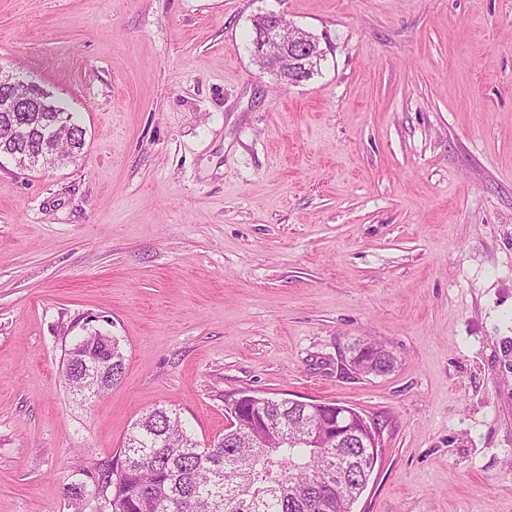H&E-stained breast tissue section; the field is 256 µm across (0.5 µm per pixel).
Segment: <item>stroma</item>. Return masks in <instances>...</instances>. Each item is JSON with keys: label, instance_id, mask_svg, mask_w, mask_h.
Returning a JSON list of instances; mask_svg holds the SVG:
<instances>
[{"label": "stroma", "instance_id": "35a3bbf8", "mask_svg": "<svg viewBox=\"0 0 512 512\" xmlns=\"http://www.w3.org/2000/svg\"><path fill=\"white\" fill-rule=\"evenodd\" d=\"M269 12L310 80L255 62ZM0 66L86 130L0 158V512H72L148 410L205 443L244 393L379 423L353 512H512V0H0ZM92 329L126 372L84 406ZM367 338L390 372L342 368ZM107 334H104L100 331H91L88 332L84 336H79V338L72 343L69 348L65 349V364H64V377L66 381L71 385V387L79 392L81 395H84L87 387L96 389L97 394H101L105 391H108L114 385L120 383L124 377L125 373V355L123 353L120 342L116 340H109ZM80 354H89L91 357L98 359L99 361H91L89 359L88 363L83 364V371H93L101 374L104 371L105 365L101 361H111L112 362V379L108 377H104L101 375L100 380L97 378L92 380L80 381L78 377L75 376L74 371L71 370L68 373L66 370L67 365L74 366L72 364V360L76 358V356Z\"/></svg>", "mask_w": 512, "mask_h": 512}]
</instances>
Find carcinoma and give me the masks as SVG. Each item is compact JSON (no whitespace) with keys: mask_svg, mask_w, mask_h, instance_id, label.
I'll use <instances>...</instances> for the list:
<instances>
[{"mask_svg":"<svg viewBox=\"0 0 512 512\" xmlns=\"http://www.w3.org/2000/svg\"><path fill=\"white\" fill-rule=\"evenodd\" d=\"M60 114L68 109L56 100L42 112H30L29 124L13 137L15 116L0 112V156L57 152L67 160L75 157L85 145L82 125L73 115L60 129ZM80 354L112 362V377L80 381L74 372L64 373L75 391L83 395L91 387L101 394L122 381L125 355L119 342L91 331L65 349V364ZM241 410L236 434L202 445L175 410L154 408L133 424L112 457L84 473L105 489L112 512H351L371 476L361 465L366 449L291 447L288 433L311 432L316 423L285 398L262 397ZM338 457L350 471L340 484L327 480Z\"/></svg>","mask_w":512,"mask_h":512,"instance_id":"carcinoma-1","label":"carcinoma"}]
</instances>
